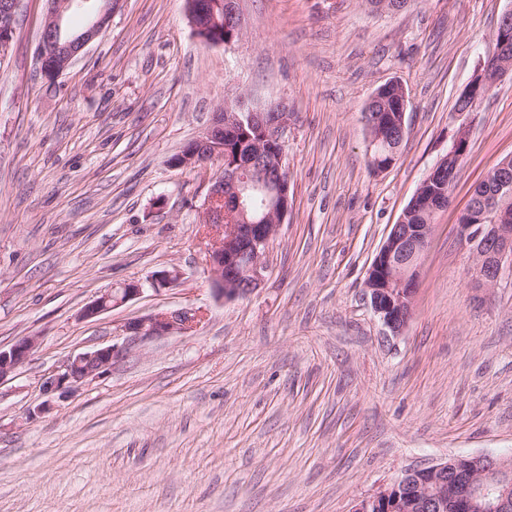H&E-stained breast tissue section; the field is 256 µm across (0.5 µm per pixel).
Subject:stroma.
I'll return each mask as SVG.
<instances>
[{"mask_svg": "<svg viewBox=\"0 0 512 512\" xmlns=\"http://www.w3.org/2000/svg\"><path fill=\"white\" fill-rule=\"evenodd\" d=\"M512 0H243L245 34L207 45L185 0H122L55 82L36 54L46 0H22L0 63V348L35 336L0 382V512H351L405 471L512 458V273L470 286L458 218L512 157V77L478 113L455 101L495 52ZM408 91L393 164L370 167L364 108ZM283 102L291 205L251 294L216 296L204 201L219 163L173 167L225 98ZM468 154L433 218L412 317L394 336L363 282L461 123ZM177 282L107 310L111 288ZM190 309L42 409V379L122 343L130 319ZM178 276L179 273L177 274L174 270L163 269L155 272L145 282L124 283L121 288H113L92 301L84 308L81 316L85 319L98 317L102 312L140 296L147 289L157 291L173 284ZM111 300L112 304L110 303Z\"/></svg>", "mask_w": 512, "mask_h": 512, "instance_id": "obj_1", "label": "stroma"}]
</instances>
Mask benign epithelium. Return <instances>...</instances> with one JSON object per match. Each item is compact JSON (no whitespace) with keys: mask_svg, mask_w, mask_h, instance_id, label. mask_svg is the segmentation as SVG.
Segmentation results:
<instances>
[{"mask_svg":"<svg viewBox=\"0 0 512 512\" xmlns=\"http://www.w3.org/2000/svg\"><path fill=\"white\" fill-rule=\"evenodd\" d=\"M102 6L84 30L68 35L63 19L74 0H48V14L39 45V65L45 76L58 78L75 61L80 52L110 25L121 0H101ZM20 0H0V60L12 50L13 21ZM188 15L197 36L209 45L224 44V19L231 20L234 31L242 34L244 18L240 0H187ZM367 9L375 14L401 11L399 0H370ZM512 26V9L500 18L495 36L496 74L483 64L460 93L459 115L479 110L480 103L505 76H512V60L504 53L507 30ZM397 112L392 121L376 113L380 97L367 105L365 122L371 143L378 150L390 135L406 132L405 114L408 96L398 90ZM235 109L222 106L209 128L186 144L173 160L177 168H205L219 161V173L211 177L204 202V220L211 228L222 229L208 251V267L213 290L226 299L245 296L259 286L266 266V247L288 212L289 185L284 172V143L288 130V110L281 103L256 107L247 93L234 97ZM256 128L260 140L252 143L245 154L225 164L224 140L236 138L245 127ZM470 128L461 124L448 148V165L456 170L469 149ZM488 178L495 186V199L475 200L459 216V235L472 254V285L496 287L506 272L512 270V160L507 158L492 169ZM268 188L271 205L262 223L247 219L246 196L249 186ZM431 179L418 186L412 199L415 207L436 209ZM233 202L239 223L224 220L226 203ZM433 225L408 224L400 217L375 255L364 280V290L371 307L394 335L407 327L413 310L420 260L426 251ZM178 279L174 270L155 272L144 282L133 281L102 294L84 308L81 316L92 319L102 312L136 298L147 289L159 290ZM199 315L191 310L162 311L131 319L124 323L123 345L112 344L79 353L60 370L46 377L42 393L46 400L39 410L50 406L57 394L72 393L86 382L106 374L112 363L130 347L147 340L185 333L197 326ZM38 345V337L27 336L7 350L0 349V382L23 365ZM351 512H512V460L489 455H460L443 463L408 470L373 496L358 500Z\"/></svg>","mask_w":512,"mask_h":512,"instance_id":"obj_1","label":"benign epithelium"}]
</instances>
